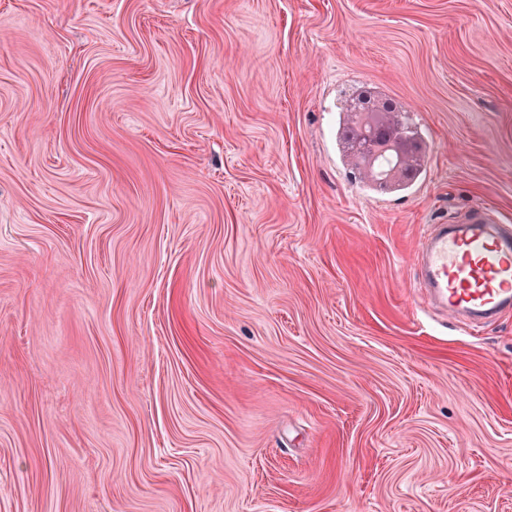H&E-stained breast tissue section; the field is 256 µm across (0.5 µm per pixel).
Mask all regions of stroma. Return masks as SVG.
<instances>
[{
	"label": "stroma",
	"instance_id": "obj_1",
	"mask_svg": "<svg viewBox=\"0 0 512 512\" xmlns=\"http://www.w3.org/2000/svg\"><path fill=\"white\" fill-rule=\"evenodd\" d=\"M429 162L377 194L342 109ZM512 217V0H0V512H512V316L430 224ZM379 106L376 113L378 120L375 124L371 117H366L362 122L363 128L373 127L375 124V151L372 156L377 154L379 158V168L381 171H390L383 182H378L369 172L368 164L361 166L350 158V149L339 137L347 162L359 171L362 178L375 183H389L392 189L405 190L409 184L401 180V176L408 170L419 169L421 167L419 160L426 150V145L415 127H412L407 120V110L397 106L392 100L384 99L377 101ZM382 130L389 132L388 137L381 135ZM398 144L401 154L389 151L379 150L378 145ZM411 287L472 329L512 314V224L492 207L433 224L412 255Z\"/></svg>",
	"mask_w": 512,
	"mask_h": 512
}]
</instances>
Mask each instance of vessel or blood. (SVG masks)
Wrapping results in <instances>:
<instances>
[{
	"mask_svg": "<svg viewBox=\"0 0 512 512\" xmlns=\"http://www.w3.org/2000/svg\"><path fill=\"white\" fill-rule=\"evenodd\" d=\"M412 288L471 328L512 314V223L491 207L435 224L412 255Z\"/></svg>",
	"mask_w": 512,
	"mask_h": 512,
	"instance_id": "vessel-or-blood-1",
	"label": "vessel or blood"
}]
</instances>
